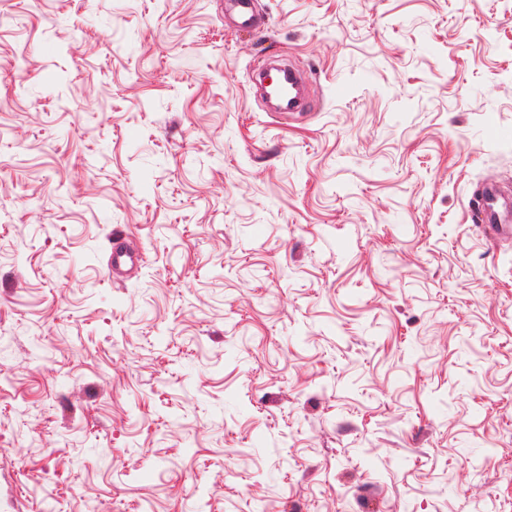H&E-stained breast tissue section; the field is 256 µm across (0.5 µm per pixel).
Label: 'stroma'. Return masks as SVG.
<instances>
[{
  "label": "stroma",
  "mask_w": 512,
  "mask_h": 512,
  "mask_svg": "<svg viewBox=\"0 0 512 512\" xmlns=\"http://www.w3.org/2000/svg\"><path fill=\"white\" fill-rule=\"evenodd\" d=\"M261 4L0 0V512H512V0ZM225 15L233 19L237 31L262 33L268 29V18L260 16L256 0H225ZM311 78L291 61L283 62L279 81L272 87L271 93L281 100L277 112L294 115L310 110V102L302 96V86L310 84ZM474 207L478 222L491 237L512 240V198L506 200L496 180L484 183ZM144 252L128 241L125 230L118 226L109 236L104 270L112 282L124 281L144 264Z\"/></svg>",
  "instance_id": "stroma-1"
}]
</instances>
